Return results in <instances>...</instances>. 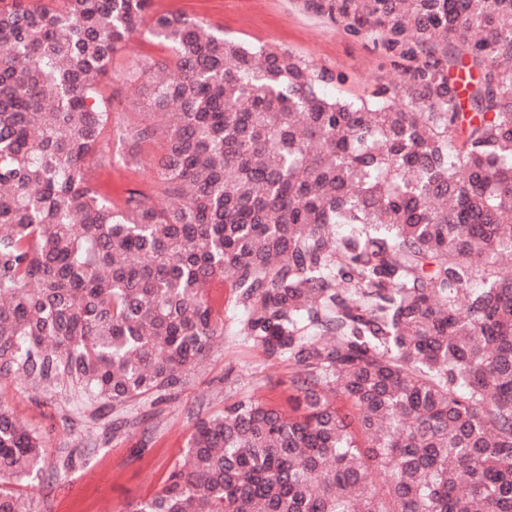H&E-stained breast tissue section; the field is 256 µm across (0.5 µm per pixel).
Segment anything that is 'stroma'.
<instances>
[{
	"instance_id": "1",
	"label": "stroma",
	"mask_w": 512,
	"mask_h": 512,
	"mask_svg": "<svg viewBox=\"0 0 512 512\" xmlns=\"http://www.w3.org/2000/svg\"><path fill=\"white\" fill-rule=\"evenodd\" d=\"M155 15L175 13L202 18L219 34L251 47H285L334 79L324 91L334 97H371L380 88L395 89L404 79L403 65L373 38L353 35L328 19L304 11L298 0H151ZM169 61L167 47L136 40L118 53L101 80L119 126L153 121L154 116L126 81L141 57ZM110 161L90 167L99 190L118 202L127 189L158 193L150 160L158 145L131 147L112 137ZM236 318L224 316V333L206 358L188 373L178 397L151 399L131 407L128 422L113 429L111 417L95 414L73 386L33 387L21 372L0 374V406L11 409L44 442L40 474L22 484L39 512H124L128 504L149 498L182 464L198 419L217 414L224 402L254 396L287 406L292 367L268 359L263 350L235 335Z\"/></svg>"
}]
</instances>
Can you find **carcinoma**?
Wrapping results in <instances>:
<instances>
[{"mask_svg": "<svg viewBox=\"0 0 512 512\" xmlns=\"http://www.w3.org/2000/svg\"><path fill=\"white\" fill-rule=\"evenodd\" d=\"M149 3L0 0V373L123 413L182 390L228 307L294 405L225 403L127 512H512V0H300L405 63L355 100ZM137 34L174 57L138 61L156 121L121 130L163 139V202L117 205L88 170ZM42 464L0 407V477ZM0 512L37 510L3 482Z\"/></svg>", "mask_w": 512, "mask_h": 512, "instance_id": "cac0c4a2", "label": "carcinoma"}]
</instances>
